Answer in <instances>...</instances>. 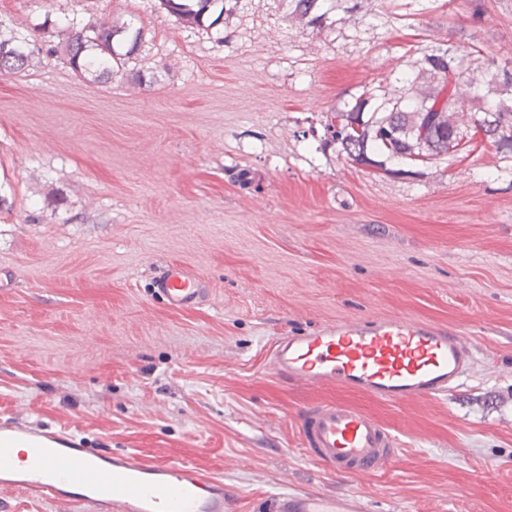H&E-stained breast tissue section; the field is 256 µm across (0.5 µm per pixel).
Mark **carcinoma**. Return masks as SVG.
<instances>
[{
	"instance_id": "cac0c4a2",
	"label": "carcinoma",
	"mask_w": 512,
	"mask_h": 512,
	"mask_svg": "<svg viewBox=\"0 0 512 512\" xmlns=\"http://www.w3.org/2000/svg\"><path fill=\"white\" fill-rule=\"evenodd\" d=\"M231 0H162L164 8L184 25L201 27L205 15H231ZM363 8V0H288V18L314 34L333 25H344ZM122 30L96 20L67 33L65 51L68 63L77 72L99 69V76L110 77L112 66L123 67L140 47L143 31L136 30L123 45L115 41ZM482 54L476 44L465 52L453 44H439L407 62L398 77L396 91L379 87L364 90L343 106L331 110L325 125L326 144L352 163L398 176L412 175L406 165L426 163L442 155L467 154L478 141L492 143L505 154H512V70L509 62L487 63L484 71L493 99L472 111L466 106L476 100L472 90L474 72L465 65L473 55ZM31 52L0 36V72L21 70ZM396 162L392 169L387 163Z\"/></svg>"
}]
</instances>
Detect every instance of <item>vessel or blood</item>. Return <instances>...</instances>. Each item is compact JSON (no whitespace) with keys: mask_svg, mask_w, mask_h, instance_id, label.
Wrapping results in <instances>:
<instances>
[{"mask_svg":"<svg viewBox=\"0 0 512 512\" xmlns=\"http://www.w3.org/2000/svg\"><path fill=\"white\" fill-rule=\"evenodd\" d=\"M170 306L186 308L200 295L190 273L169 271L154 282ZM474 365L467 337L402 316L329 322L280 337L270 368L277 376L315 387L334 386L393 402L432 400L460 386ZM309 452L339 472L363 475L398 457L391 435L373 415L329 401L306 411ZM29 443L17 460L16 442ZM0 489H23L90 512H235L224 482L181 461L76 446L67 435L0 426ZM275 512H368L355 491L334 495L286 493Z\"/></svg>","mask_w":512,"mask_h":512,"instance_id":"1","label":"vessel or blood"}]
</instances>
